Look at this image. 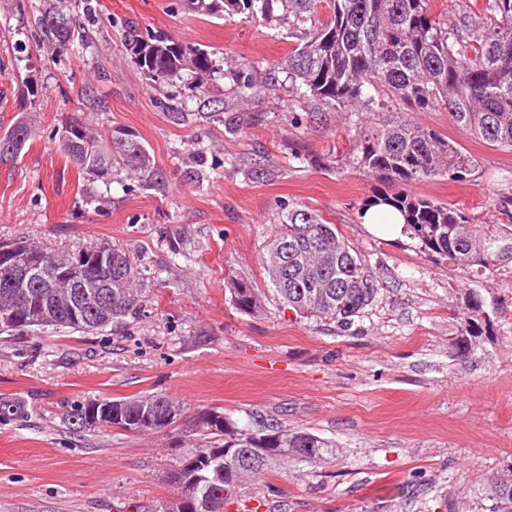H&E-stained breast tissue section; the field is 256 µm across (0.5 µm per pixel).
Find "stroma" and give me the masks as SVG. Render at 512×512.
Listing matches in <instances>:
<instances>
[{"label": "stroma", "mask_w": 512, "mask_h": 512, "mask_svg": "<svg viewBox=\"0 0 512 512\" xmlns=\"http://www.w3.org/2000/svg\"><path fill=\"white\" fill-rule=\"evenodd\" d=\"M75 16L86 49L53 53L44 11ZM215 53L218 72L152 82L124 46L126 26ZM287 21L194 12L184 0H0V134L25 121L29 137L0 161V241L22 238L68 258L108 245L143 276L139 316L101 334L45 330L0 335V395L28 416L0 422V512H163L167 475L198 447L197 411L217 407L238 425L275 421L334 442L312 466L288 461L242 487L238 503L264 512H487L484 487L512 468V263L466 274L404 234L362 221L386 187L347 157L364 116L299 97L277 60L301 46ZM262 84L244 99L235 71ZM205 92H198V84ZM106 103L84 114L95 132L138 134L165 174L148 189L125 169L111 187L79 175L60 151L81 90ZM244 117L236 133L198 118ZM174 112L189 121L174 123ZM474 160L462 180L405 186L479 224L512 222V150L452 123L447 111L406 109ZM335 224L378 294L348 327L303 318L269 288L261 260L287 205ZM187 239L173 257L174 234ZM264 299L244 313L232 277ZM487 313L481 335L463 327L470 295ZM163 394L179 423L147 433L103 428L80 436L71 404Z\"/></svg>", "instance_id": "stroma-1"}]
</instances>
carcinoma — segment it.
Masks as SVG:
<instances>
[{"instance_id":"obj_1","label":"carcinoma","mask_w":512,"mask_h":512,"mask_svg":"<svg viewBox=\"0 0 512 512\" xmlns=\"http://www.w3.org/2000/svg\"><path fill=\"white\" fill-rule=\"evenodd\" d=\"M327 3L329 14L320 18ZM229 10L253 18L288 15L291 26L303 35L304 44L280 63L296 93L320 105L342 109L356 106L372 119L359 127L350 140L349 158L356 166L389 186L448 175L461 180L473 161L454 142L434 130L402 120L389 111L397 102L417 110L442 106L451 121L483 141L512 148V0H487L489 22L470 15L468 38L431 16L428 0H211ZM45 40L54 51L74 43L75 27L65 19L42 16ZM125 48L134 63L155 83H166L181 71L215 70L214 53L177 43L160 35L128 33ZM69 124L79 133L71 142L61 141L60 150L80 174L105 187L112 185L113 169L122 166L136 174L142 186L156 188L163 176L138 136L113 129L97 138L82 119ZM398 209L407 231L425 250L466 271L487 270L512 263V224H475L462 210L423 196L404 192L377 198ZM282 228L276 244L282 246L277 259L262 261L269 284L283 304L302 317H324L342 327L352 324L375 299L376 285L361 267L357 253L345 242L336 225L305 206H292L282 213ZM25 252L51 271L74 269L83 279L105 278L107 272L93 265L90 248L60 261L37 246L18 242ZM112 254V317L95 314L74 317L55 289L34 284L26 293L0 283V308L15 309L17 319H1L0 334L58 331L98 334L117 330L136 318L139 299L130 292L135 269L126 253L106 248ZM234 302L245 313L262 307V297L247 280L233 282ZM464 324L471 336L478 335L484 320L483 303L474 295ZM174 403L160 394H147L111 401L112 414L85 423L84 404L67 414L76 434L105 427L136 431L130 424L141 418V406ZM27 417L23 401L0 397V420ZM195 431L202 440L196 454L224 460V473L215 477L224 493L225 505L242 485L258 476L275 472L291 458L311 465L333 451L330 441L307 430H288L270 425L263 431L239 427L214 408L202 409L195 417ZM190 456L178 462L169 476L176 496L185 494L184 472ZM489 512H512V474L488 484Z\"/></svg>"}]
</instances>
